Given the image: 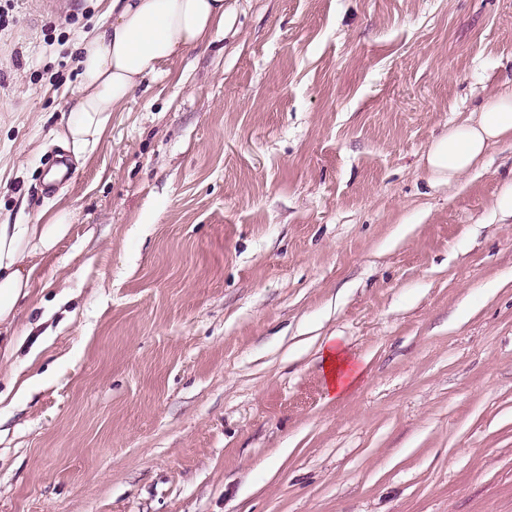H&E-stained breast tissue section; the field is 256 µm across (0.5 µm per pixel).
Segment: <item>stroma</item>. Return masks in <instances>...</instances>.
Masks as SVG:
<instances>
[{"label": "stroma", "instance_id": "35a3bbf8", "mask_svg": "<svg viewBox=\"0 0 512 512\" xmlns=\"http://www.w3.org/2000/svg\"><path fill=\"white\" fill-rule=\"evenodd\" d=\"M0 5V219L72 211L0 327V512H512V139L425 163L512 0H225L53 185L109 0ZM337 336H328L323 348L324 375L332 394L343 393L360 375V365L351 359L337 341Z\"/></svg>", "mask_w": 512, "mask_h": 512}]
</instances>
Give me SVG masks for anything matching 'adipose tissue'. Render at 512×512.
Here are the masks:
<instances>
[{
    "instance_id": "1",
    "label": "adipose tissue",
    "mask_w": 512,
    "mask_h": 512,
    "mask_svg": "<svg viewBox=\"0 0 512 512\" xmlns=\"http://www.w3.org/2000/svg\"><path fill=\"white\" fill-rule=\"evenodd\" d=\"M112 20L77 44L81 72L70 89L69 114L55 136L71 162L83 164L112 129V116L163 64L209 47L224 29V0H111ZM512 138V88L487 98L479 112L449 127L426 154L440 181L470 170L493 142ZM68 207L42 210L34 224L0 222V325L10 322L32 289V258L55 249L69 231ZM324 375L332 394L360 375L336 337L323 349Z\"/></svg>"
}]
</instances>
